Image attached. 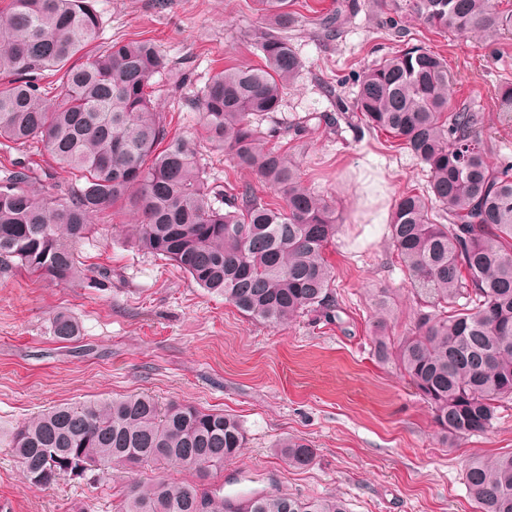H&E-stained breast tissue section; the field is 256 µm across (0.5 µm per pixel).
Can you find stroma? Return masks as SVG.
<instances>
[{"instance_id":"35a3bbf8","label":"stroma","mask_w":512,"mask_h":512,"mask_svg":"<svg viewBox=\"0 0 512 512\" xmlns=\"http://www.w3.org/2000/svg\"><path fill=\"white\" fill-rule=\"evenodd\" d=\"M102 38L155 42L189 83L154 94L170 135L189 140L211 183L257 184L231 168L212 147L188 99L227 65L257 66L253 36L262 23L245 0H96ZM303 16L339 14L340 33L323 39L308 24L290 39L303 68L276 116L285 123L331 109L326 86L352 95L353 75L392 48L372 5L348 0H293ZM402 23L412 44L440 52L452 75L453 99L485 109L488 138L512 157V121L497 110L500 84L512 83V39H453L410 15ZM293 160L318 194L336 203L342 231L327 257L336 273L341 322L309 314L283 325L255 322L222 297L207 293L173 262L133 248L121 217L105 213L80 243L87 279L50 283L0 273V430L55 404L145 392L161 403L190 402L237 416L247 431L244 454L213 473L225 493L251 490L335 495L350 512H476L464 484L469 458L512 451V409L487 434L442 446L428 408L394 364L372 355L373 297L388 289L396 319L388 333L404 335L416 307L375 212L392 210L399 195L425 188L427 172L413 156L390 149L383 132L318 127ZM80 327L71 342L51 332L56 313ZM302 438L316 451L304 469L276 455L282 438ZM154 467L105 473L89 481L62 477L53 488L29 485L0 440V500L11 512H113L124 486L154 479Z\"/></svg>"}]
</instances>
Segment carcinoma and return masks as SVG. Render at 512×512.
Returning a JSON list of instances; mask_svg holds the SVG:
<instances>
[{
  "mask_svg": "<svg viewBox=\"0 0 512 512\" xmlns=\"http://www.w3.org/2000/svg\"><path fill=\"white\" fill-rule=\"evenodd\" d=\"M266 25L254 34L262 65L226 67L189 100L208 140L233 167L253 172L274 197L249 184L212 186L191 144L169 136L156 111L154 87L187 76L147 39L116 40L105 49L93 0H6L0 6V146L37 143L68 186L15 161L0 178V272L77 281V244L93 220L115 210L137 221L131 242L174 262L204 290L244 315L281 325L315 313L333 321L334 268L326 250L339 231L335 206L305 184L280 139L301 141L315 127L349 126L387 133L426 167L425 191L397 199L390 242L417 307L413 328L387 335L391 297L374 296L373 355L395 362L432 412L445 444L484 434L512 404V161L492 162L486 116L472 101L453 102L447 61L405 40L396 16L406 12L452 37L492 41L512 32V9L495 0H373L402 48L365 66L354 97L334 99L336 115L310 113L285 129L262 128L279 111L284 90L302 69L288 40L301 16L290 0H257ZM339 16L311 20L339 32ZM47 71L61 73L51 92ZM61 342L78 336L66 313L53 317ZM247 433L222 411L189 403L161 405L148 394L58 405L19 423L8 446L25 480L37 488L63 476L144 464L195 472L197 482L158 478L120 494L114 512H348L334 495L279 492L226 495L205 480L239 457ZM274 448L295 468L310 466V444L296 438ZM467 492L480 512H512V451L477 457L464 467Z\"/></svg>",
  "mask_w": 512,
  "mask_h": 512,
  "instance_id": "cac0c4a2",
  "label": "carcinoma"
}]
</instances>
